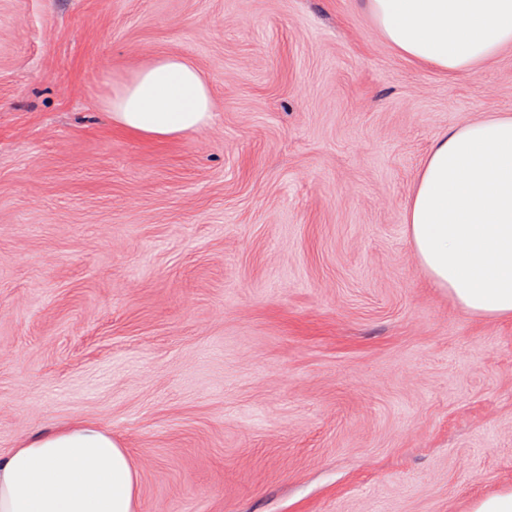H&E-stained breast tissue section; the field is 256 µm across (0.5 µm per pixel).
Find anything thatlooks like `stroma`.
<instances>
[{
  "instance_id": "35a3bbf8",
  "label": "stroma",
  "mask_w": 512,
  "mask_h": 512,
  "mask_svg": "<svg viewBox=\"0 0 512 512\" xmlns=\"http://www.w3.org/2000/svg\"><path fill=\"white\" fill-rule=\"evenodd\" d=\"M161 54L212 123L115 128ZM512 114V47L404 59L363 0H0V457L82 421L135 512H470L512 485V321L435 287V140Z\"/></svg>"
}]
</instances>
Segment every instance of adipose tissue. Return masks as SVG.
<instances>
[{
	"instance_id": "ef3b65f1",
	"label": "adipose tissue",
	"mask_w": 512,
	"mask_h": 512,
	"mask_svg": "<svg viewBox=\"0 0 512 512\" xmlns=\"http://www.w3.org/2000/svg\"><path fill=\"white\" fill-rule=\"evenodd\" d=\"M401 56L451 75L512 46V0H364ZM115 127L164 141L208 126L209 83L159 55L113 88ZM419 264L472 316L512 319V115L450 128L421 168L406 213ZM138 476L111 432L80 421L0 458V512H134Z\"/></svg>"
}]
</instances>
